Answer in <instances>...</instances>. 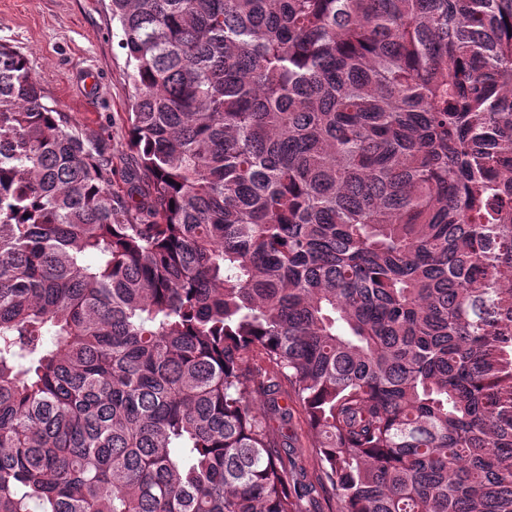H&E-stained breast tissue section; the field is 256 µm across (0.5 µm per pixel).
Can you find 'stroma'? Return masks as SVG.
<instances>
[{"mask_svg":"<svg viewBox=\"0 0 512 512\" xmlns=\"http://www.w3.org/2000/svg\"><path fill=\"white\" fill-rule=\"evenodd\" d=\"M121 36L109 0H0V43L27 56L48 104L72 117L87 138L107 144L120 175L127 176L137 170L125 123L134 90ZM282 433L304 481L315 485V434L296 402L288 404Z\"/></svg>","mask_w":512,"mask_h":512,"instance_id":"1","label":"stroma"}]
</instances>
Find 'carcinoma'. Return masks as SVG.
I'll use <instances>...</instances> for the list:
<instances>
[{
    "label": "carcinoma",
    "instance_id": "cac0c4a2",
    "mask_svg": "<svg viewBox=\"0 0 512 512\" xmlns=\"http://www.w3.org/2000/svg\"><path fill=\"white\" fill-rule=\"evenodd\" d=\"M110 9L143 187L0 43V512H303L282 378L340 512H512V0Z\"/></svg>",
    "mask_w": 512,
    "mask_h": 512
}]
</instances>
